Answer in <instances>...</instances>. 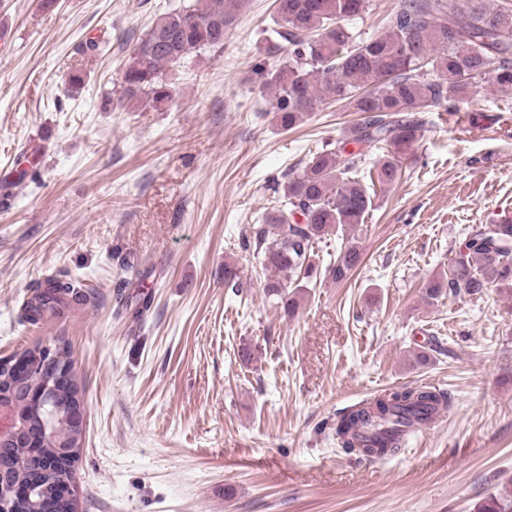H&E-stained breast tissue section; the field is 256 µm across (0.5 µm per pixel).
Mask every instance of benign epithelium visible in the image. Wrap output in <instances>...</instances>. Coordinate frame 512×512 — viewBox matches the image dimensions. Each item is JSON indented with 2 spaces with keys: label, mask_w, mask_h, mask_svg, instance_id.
<instances>
[{
  "label": "benign epithelium",
  "mask_w": 512,
  "mask_h": 512,
  "mask_svg": "<svg viewBox=\"0 0 512 512\" xmlns=\"http://www.w3.org/2000/svg\"><path fill=\"white\" fill-rule=\"evenodd\" d=\"M0 365L7 366L15 380L12 391L0 393V416L10 420L8 427H0V444L20 441L36 451L51 440L56 447L53 467L61 472L54 491L33 502L31 492L42 483L44 468L38 462L25 458L26 479L15 483L6 480V467L0 465V512H20V505L29 502L32 503L30 512H72V498L64 494L69 486L68 464L76 458L71 438L84 434V423L80 401H74L63 411L55 406L53 393L63 387L77 388L73 381V367L62 363L57 348L46 346L40 348V353L33 358H4ZM33 377L41 378L38 391L29 394L22 406H17L13 401L14 391ZM37 410L48 415L50 424L49 428L41 430V435L32 436L23 426V418Z\"/></svg>",
  "instance_id": "benign-epithelium-1"
}]
</instances>
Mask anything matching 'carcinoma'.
Here are the masks:
<instances>
[{"mask_svg": "<svg viewBox=\"0 0 512 512\" xmlns=\"http://www.w3.org/2000/svg\"><path fill=\"white\" fill-rule=\"evenodd\" d=\"M250 0H194L153 21L137 39L123 71L119 101L160 108L172 98L171 71L196 50L219 51ZM369 0H278L276 38L288 57L254 71L269 93V111L283 130L304 123L321 106L344 102L362 114L336 145L325 144L298 172L285 176L283 195L254 230L257 254L267 272L265 291L284 315L299 308L303 279L313 271L314 245L331 234L351 236L329 273L342 282L359 264L354 233L365 223L371 197L354 178L369 152L383 149L373 175L381 186L402 175L423 121L419 113L449 97L466 101L489 83L512 90V6L491 0H405L385 32L357 38L342 22L365 12ZM512 282V220L468 230L448 272L428 281V303L475 296ZM23 307L35 320L64 301L84 303L90 293L73 281L51 279L32 286ZM429 408L450 412L452 397L427 387L385 392L336 420V444L347 452L386 455L401 449L406 429ZM27 454L14 442L0 446L9 465ZM472 512H512V488L481 498Z\"/></svg>", "mask_w": 512, "mask_h": 512, "instance_id": "cac0c4a2", "label": "carcinoma"}]
</instances>
